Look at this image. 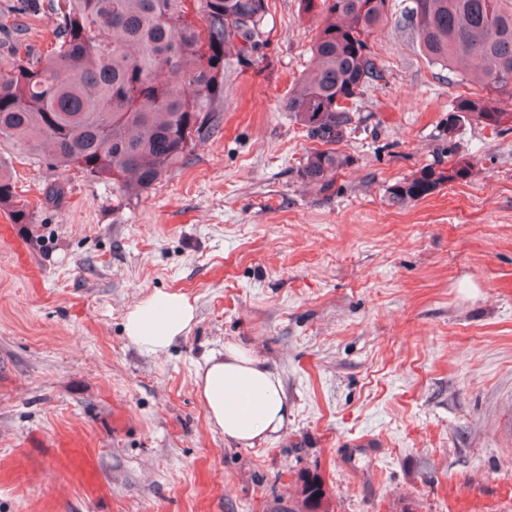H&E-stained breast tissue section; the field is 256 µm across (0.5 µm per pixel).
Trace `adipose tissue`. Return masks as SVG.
I'll list each match as a JSON object with an SVG mask.
<instances>
[{"label": "adipose tissue", "instance_id": "obj_1", "mask_svg": "<svg viewBox=\"0 0 512 512\" xmlns=\"http://www.w3.org/2000/svg\"><path fill=\"white\" fill-rule=\"evenodd\" d=\"M195 317L188 297L156 291L127 312L124 330L134 345L160 353L188 333ZM196 385L209 423L237 445L263 444L288 425L282 381L250 348L230 343L206 358Z\"/></svg>", "mask_w": 512, "mask_h": 512}]
</instances>
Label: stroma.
Masks as SVG:
<instances>
[{"mask_svg":"<svg viewBox=\"0 0 512 512\" xmlns=\"http://www.w3.org/2000/svg\"><path fill=\"white\" fill-rule=\"evenodd\" d=\"M13 2L0 64L14 32L35 51L52 39ZM407 3L387 0L370 34L381 76L351 109L332 190L299 177L317 142L285 107L323 18L302 0H269L259 58L224 62L218 128L148 192L124 201L5 150L33 221L0 211V512H270L305 471L335 512H512V122L462 125L471 181L390 201L448 167V110L476 89L425 55ZM158 289L196 319L153 353L123 322ZM228 343L264 358L291 409L254 448L213 429L197 395ZM460 155L448 171L433 166L422 168L412 177L403 179L389 188V199L396 205L404 206L431 195L445 182H468L478 173L473 159ZM461 160H465L461 164ZM58 454L65 459L69 467L77 473H86L90 467L89 458L80 449L81 445L75 442H63L56 445Z\"/></svg>","mask_w":512,"mask_h":512,"instance_id":"stroma-1","label":"stroma"}]
</instances>
